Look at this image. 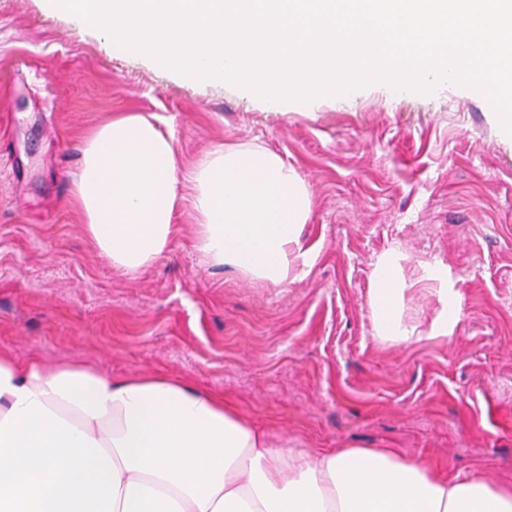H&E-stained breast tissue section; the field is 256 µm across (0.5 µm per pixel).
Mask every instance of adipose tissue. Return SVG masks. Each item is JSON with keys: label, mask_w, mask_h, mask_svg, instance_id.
<instances>
[{"label": "adipose tissue", "mask_w": 512, "mask_h": 512, "mask_svg": "<svg viewBox=\"0 0 512 512\" xmlns=\"http://www.w3.org/2000/svg\"><path fill=\"white\" fill-rule=\"evenodd\" d=\"M184 179L207 263L287 279L312 200L272 149L221 145L183 175L162 119L126 112L86 135L72 203L95 247L136 274L168 250ZM396 300L376 281L377 329L393 341ZM0 512H512V489L443 478L388 448L274 449L177 375L0 356Z\"/></svg>", "instance_id": "1"}]
</instances>
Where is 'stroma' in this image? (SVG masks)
I'll use <instances>...</instances> for the list:
<instances>
[{
	"label": "stroma",
	"mask_w": 512,
	"mask_h": 512,
	"mask_svg": "<svg viewBox=\"0 0 512 512\" xmlns=\"http://www.w3.org/2000/svg\"><path fill=\"white\" fill-rule=\"evenodd\" d=\"M120 112L163 118L185 170L223 142L295 167L313 206L291 280L205 263L185 181L168 251L136 275L113 268L70 192L86 134ZM384 265L398 343L372 314ZM0 355L177 374L272 444L392 448L512 486V138L455 84L273 110L131 60L42 0H0Z\"/></svg>",
	"instance_id": "35a3bbf8"
}]
</instances>
